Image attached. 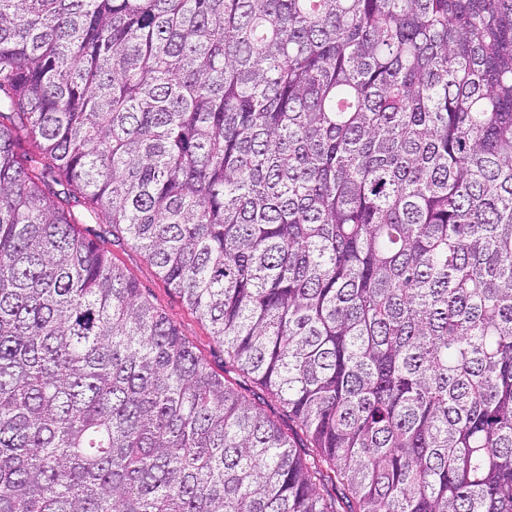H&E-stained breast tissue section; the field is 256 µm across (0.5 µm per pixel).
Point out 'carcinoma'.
<instances>
[{"label":"carcinoma","mask_w":512,"mask_h":512,"mask_svg":"<svg viewBox=\"0 0 512 512\" xmlns=\"http://www.w3.org/2000/svg\"><path fill=\"white\" fill-rule=\"evenodd\" d=\"M0 512H512V0H0ZM109 236L105 244L112 252L114 260L142 288L158 307L162 308L179 332L195 347L197 354L210 369L224 373V347L210 335L205 322H202L181 298L169 288L158 273V269L145 253L129 244L126 239L112 241Z\"/></svg>","instance_id":"carcinoma-1"}]
</instances>
